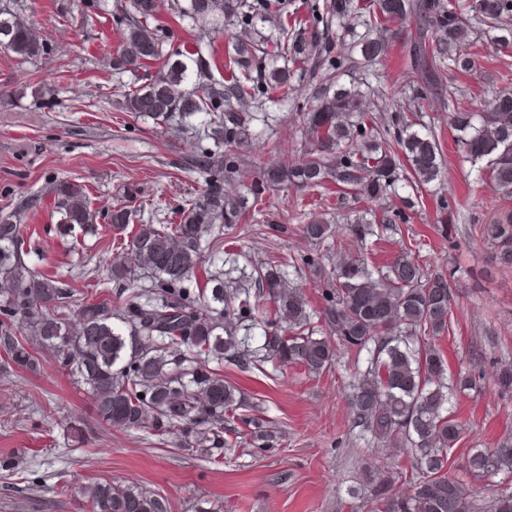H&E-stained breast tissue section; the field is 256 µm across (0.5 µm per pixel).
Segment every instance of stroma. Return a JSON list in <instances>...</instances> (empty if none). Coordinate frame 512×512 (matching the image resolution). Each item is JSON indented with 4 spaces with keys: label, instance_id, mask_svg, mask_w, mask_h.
Here are the masks:
<instances>
[{
    "label": "stroma",
    "instance_id": "1",
    "mask_svg": "<svg viewBox=\"0 0 512 512\" xmlns=\"http://www.w3.org/2000/svg\"><path fill=\"white\" fill-rule=\"evenodd\" d=\"M31 2L38 31L53 50L22 65L0 49V89L12 95L11 106L0 111V212L16 210L53 179L87 185L99 210L120 203L126 186H137V217L144 221L151 203L173 209L198 192L200 182L178 168L190 141L123 109L122 94L132 77L109 72L119 45L109 24L83 20L78 0H71L67 14L59 12L56 0ZM471 25L480 65L456 83L467 92L464 106L480 111L492 92L512 91V55L494 53V31L482 18L472 17ZM339 81L361 86L366 108L378 107L383 91L394 110L410 109L412 90L400 55L344 70ZM45 83L56 90L51 110L40 108L34 97ZM311 92L304 82L297 88L298 106L267 105L265 133L280 154H294L299 147L296 109L313 105ZM419 119L442 141L445 177L424 191V204L411 223L375 247L373 259L389 262L407 240L424 264L452 258L462 267L452 287L454 330L439 345L450 372L473 374L479 384L454 403L464 436L451 449L448 464L467 493L486 503L503 476L476 480L462 466L470 448L512 444V394L497 392L493 384L500 369L512 366V268L492 263L481 227L512 214V197L489 183L482 192H471L475 173L454 144L447 106L435 102ZM440 194L454 197L461 215L445 239L433 231ZM308 211L332 214L336 202L309 192H273L260 222L287 225V233L274 237L256 229L229 247L256 262L271 252H304L308 244L297 227ZM27 222L42 233L40 253L29 256V263L69 271L66 245L45 232L50 212L38 211ZM356 371L354 359L344 354L319 376L295 366L263 374L225 365V381L250 401L247 416L263 420L275 441L269 450L240 446L213 463L181 450L178 434L159 444L102 425L90 396L50 354H43L41 372L34 376L0 368V512H81L80 488L103 478L159 492L168 497L171 512H371L366 471L388 468L394 493L404 495L411 490L414 461L402 449L361 439L347 401Z\"/></svg>",
    "mask_w": 512,
    "mask_h": 512
}]
</instances>
